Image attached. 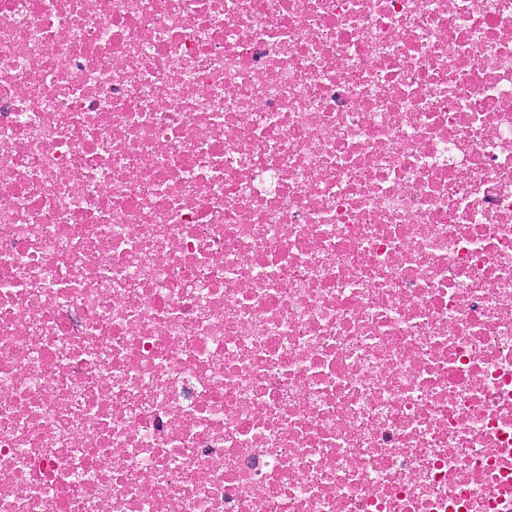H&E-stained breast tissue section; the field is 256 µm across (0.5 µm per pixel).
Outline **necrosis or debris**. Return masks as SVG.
Listing matches in <instances>:
<instances>
[{"label":"necrosis or debris","instance_id":"obj_1","mask_svg":"<svg viewBox=\"0 0 512 512\" xmlns=\"http://www.w3.org/2000/svg\"><path fill=\"white\" fill-rule=\"evenodd\" d=\"M0 512H512V0H0Z\"/></svg>","mask_w":512,"mask_h":512}]
</instances>
